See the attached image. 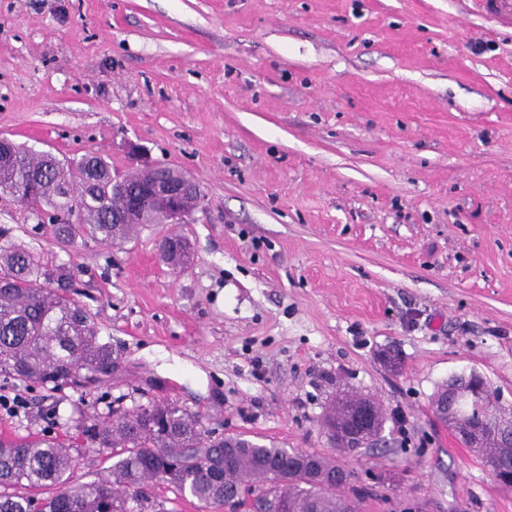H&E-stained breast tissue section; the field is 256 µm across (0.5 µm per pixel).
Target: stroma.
I'll use <instances>...</instances> for the list:
<instances>
[{"label": "stroma", "mask_w": 512, "mask_h": 512, "mask_svg": "<svg viewBox=\"0 0 512 512\" xmlns=\"http://www.w3.org/2000/svg\"><path fill=\"white\" fill-rule=\"evenodd\" d=\"M1 133L119 172L136 144L202 206L64 246L0 199L12 243L74 266L116 358L87 393L0 374L28 402L0 428L80 449L86 483L111 475L83 432L109 407L326 454L325 408L353 393L386 416L347 459L381 478L362 512H512L432 410L470 371L512 409V25L474 0H0ZM188 254L187 242L179 236H168L161 242V257L171 266H179Z\"/></svg>", "instance_id": "stroma-1"}]
</instances>
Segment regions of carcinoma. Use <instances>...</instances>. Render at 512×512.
Segmentation results:
<instances>
[{
    "instance_id": "obj_1",
    "label": "carcinoma",
    "mask_w": 512,
    "mask_h": 512,
    "mask_svg": "<svg viewBox=\"0 0 512 512\" xmlns=\"http://www.w3.org/2000/svg\"><path fill=\"white\" fill-rule=\"evenodd\" d=\"M0 195L40 216L45 208L56 240L83 234L105 245L122 242L155 223L148 216L112 222L123 211L112 196V166L101 156L62 161L0 138ZM0 228V371L22 383L51 391L88 390L112 375V345L100 339L91 315L70 297L74 267L47 265L9 243ZM187 242L168 236L161 257L183 263ZM367 402L346 395L332 404L325 425L338 432L356 428L353 410ZM509 411L484 392L480 406L461 422L487 432L481 448L493 477L512 473V447L489 424ZM98 448L112 450V477L92 483L74 479L77 458L52 440L0 442V512H143V485L155 480L183 496L190 494L213 512L225 494L241 492L244 512H268L288 501V512H359L363 487L340 456L353 452L332 444L338 456H295L244 435L212 440L203 418L171 403L112 410L92 429Z\"/></svg>"
}]
</instances>
